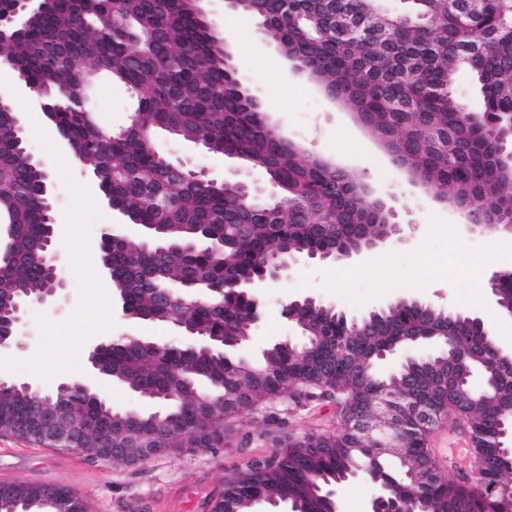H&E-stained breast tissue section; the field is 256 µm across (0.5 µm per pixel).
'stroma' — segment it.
<instances>
[{
    "instance_id": "obj_1",
    "label": "stroma",
    "mask_w": 512,
    "mask_h": 512,
    "mask_svg": "<svg viewBox=\"0 0 512 512\" xmlns=\"http://www.w3.org/2000/svg\"><path fill=\"white\" fill-rule=\"evenodd\" d=\"M206 8L216 27L227 25L237 33L238 41L230 48L237 75L266 104L284 133L309 154L359 173L372 197L393 209L402 222L417 226L407 242L376 249L359 260L301 259L289 277L263 289L262 316L241 357L257 363L275 342L301 343L300 331L283 317L282 309L305 297L334 305L350 319L410 297L491 320V277L512 268V235L470 232L447 200L422 194L406 171L390 165L380 141L351 112L294 70L257 18L226 8L224 0H208ZM10 103L30 132L33 156L48 165L53 212L66 222L58 232L65 252L99 253L100 230L109 222L122 225L125 235L137 240L139 226L124 223L102 198L93 197L97 188L93 176L64 147L56 130L34 108L31 96L15 93ZM132 109L127 87L100 83L95 116L101 124L119 130L128 124ZM157 145L191 166L207 168L210 178L219 181L239 165L221 154L198 152L185 141L163 137ZM61 276L65 292L60 302L35 305L27 312L33 337L27 349L0 351V378L35 380L53 387L85 376L87 349L95 340L122 334L146 335L159 342L174 338L172 323L125 320L107 278L85 275L69 262ZM291 395V390H284L274 405L284 428H277L261 411L227 425L219 450L161 455L140 465L93 460L68 449L0 436V483H49L79 495L88 512H211L214 498L230 476L251 458L278 449L279 433L295 436L336 429L331 402L297 405Z\"/></svg>"
}]
</instances>
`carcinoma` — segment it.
I'll use <instances>...</instances> for the list:
<instances>
[{"label":"carcinoma","mask_w":512,"mask_h":512,"mask_svg":"<svg viewBox=\"0 0 512 512\" xmlns=\"http://www.w3.org/2000/svg\"><path fill=\"white\" fill-rule=\"evenodd\" d=\"M383 0H240L238 11L257 17L281 52L296 61L308 77L334 89L341 103L423 177L430 189L451 199L478 198L491 214V227L512 225V171L500 172V142L494 126L512 119V98L502 86L512 80V0H489L499 24L490 36L481 24L468 27L448 13L441 0H403L400 13L386 10ZM377 11L389 26L384 41L335 37L334 13ZM23 38L0 41V58L10 59L29 84L42 91L53 110L49 122L79 163L97 181L104 200L123 218L173 248L162 257L141 244L112 245L99 261L115 295L155 321L173 312L153 306L162 292L184 298L195 325L208 335L246 338L254 327V302L242 289L224 292V310L213 309L208 296L225 285L258 280L267 260L284 241L294 255L319 260L336 254L333 247L353 246L357 237L379 240L393 234L395 214L365 196L353 172L336 170L310 158L297 145L276 137L268 110L254 106L246 87L225 60L224 37L194 0H53L43 12L25 16ZM469 72L478 86L475 104L451 91L454 76ZM137 93L138 120L114 134L87 112L101 78ZM478 112L480 118L469 117ZM10 107L0 111V225L8 260L0 263V302L36 299L50 287L38 246L54 230L50 181L27 147L26 135L14 131ZM450 139V153L425 131ZM192 143L206 141L209 152L234 155L263 169L281 189V197L256 207L231 189H219L189 176L180 177L160 162L158 132ZM249 208L250 229L244 236L231 225ZM305 334L320 346L274 345L261 366L242 363L218 352H152L132 336L112 346V382L132 393L166 404L157 435L164 454L187 449L224 447V428L263 401L282 393L284 385L303 388L316 379L354 407L379 399L401 374L381 378L374 372L380 351L408 334L448 335L458 347L448 349L471 370L481 369L482 385L442 383L440 397L472 435L469 453L485 461L483 489L437 480L429 488V512H507L497 486L506 466L502 457L512 439L500 437L512 428V377L498 372L485 352L474 319L429 308L385 310L379 329L351 335L348 320L318 307L299 311ZM346 345L345 356L337 354ZM224 384L220 416L199 402L197 383ZM496 405L479 404L483 391ZM68 406L87 423L76 442L45 441L49 448L101 452L103 433L117 432L125 422L112 417L82 395L66 393ZM0 425L33 431L29 402L11 387L0 390ZM373 449L342 429L328 435L310 432L286 441L274 455L257 457L224 484L215 503L220 512H252L264 503L273 512L299 502L306 512H326L327 491L365 468ZM395 467L380 460L378 483L410 503L415 491L406 481L401 459ZM26 497L0 487V512H13Z\"/></svg>","instance_id":"obj_1"}]
</instances>
